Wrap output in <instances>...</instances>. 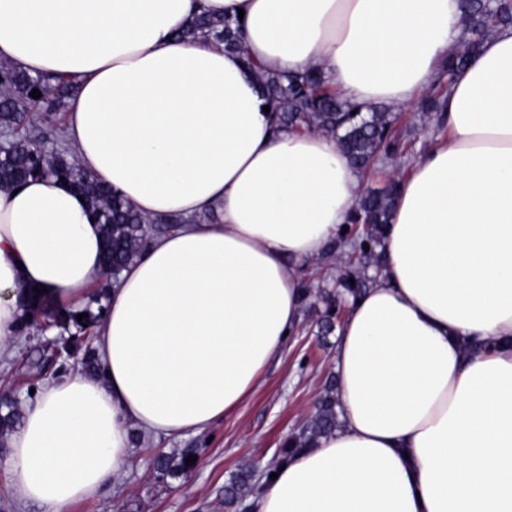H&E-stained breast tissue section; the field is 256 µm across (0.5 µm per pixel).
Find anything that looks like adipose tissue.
Returning <instances> with one entry per match:
<instances>
[{"mask_svg":"<svg viewBox=\"0 0 512 512\" xmlns=\"http://www.w3.org/2000/svg\"><path fill=\"white\" fill-rule=\"evenodd\" d=\"M202 5L242 19L248 59L178 38ZM460 34L459 0H0V59L79 80L63 124L79 165L178 221L109 289L100 373L51 380L11 432L21 500L67 512L124 474L132 429L211 427L299 329V270L341 237L361 178L334 138L274 131L248 61L320 69L365 110L407 105ZM382 244L338 331L342 424L261 483L254 512H512V28L456 71ZM101 246L61 181L0 191V350L29 286L62 307L89 295Z\"/></svg>","mask_w":512,"mask_h":512,"instance_id":"1","label":"adipose tissue"}]
</instances>
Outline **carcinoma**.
Masks as SVG:
<instances>
[{"instance_id": "cac0c4a2", "label": "carcinoma", "mask_w": 512, "mask_h": 512, "mask_svg": "<svg viewBox=\"0 0 512 512\" xmlns=\"http://www.w3.org/2000/svg\"><path fill=\"white\" fill-rule=\"evenodd\" d=\"M463 29L457 52L442 63L433 83L423 95L421 109L436 132L445 124L449 83L446 79L464 67L479 51L482 40L491 32L512 26V3L509 0H463ZM181 37L203 38L224 44L231 52L241 51L240 23L225 18L196 16L182 31ZM257 72V80L265 105L273 113L274 130L288 131L313 128L333 136L351 165L364 173L380 159L397 161L407 154V144L395 128L396 114L385 106L361 112L348 99L332 89L318 69L304 73L268 71L246 60ZM41 96L32 98L33 89ZM77 91V81L64 76L32 75L6 62H0V128L13 133L12 145L0 154V190L20 186L31 177H51L64 182L88 203L89 212L101 224L105 233L103 266L118 270L133 260L146 246L145 225L175 224V219L151 220L136 212L121 195L102 184L81 168L64 145L56 116L68 112ZM399 181L392 179L380 190L363 195L357 203L346 238L356 243L364 264L383 265L377 251L383 229L388 224L398 195ZM355 284H350V281ZM365 272L348 269L341 277L343 291L314 293L323 306L321 323L328 333L334 326L336 313L345 304V296L356 298L369 287ZM28 318L19 332L37 326L36 317L49 311L44 296L29 290L24 304ZM55 321L72 326L83 336L76 341L74 353H83L97 368V360L89 346L90 325L103 314H88L77 321L79 312L66 314L53 311ZM336 429V396L334 384L325 386L319 396L317 412L299 432L290 438L289 450L283 452L261 477L268 478L279 463L288 460L290 453L313 443L321 435ZM255 474L247 470L238 475L227 489L225 503L240 506L244 490L250 488Z\"/></svg>"}]
</instances>
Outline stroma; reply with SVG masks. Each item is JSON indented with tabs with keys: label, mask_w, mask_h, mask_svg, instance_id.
Segmentation results:
<instances>
[{
	"label": "stroma",
	"mask_w": 512,
	"mask_h": 512,
	"mask_svg": "<svg viewBox=\"0 0 512 512\" xmlns=\"http://www.w3.org/2000/svg\"><path fill=\"white\" fill-rule=\"evenodd\" d=\"M317 312L302 311L296 336L279 360L267 369L260 387L234 414L209 430L155 440L133 431L129 466L122 483L69 507L68 512H226L224 489L241 471L272 462L289 437L308 422L314 403L332 380L335 335L318 333ZM59 329H30L15 337L13 352L0 354V395L24 410L30 392L46 381L82 365L81 356L52 359ZM179 461L194 455V464L162 474L157 454Z\"/></svg>",
	"instance_id": "1"
}]
</instances>
